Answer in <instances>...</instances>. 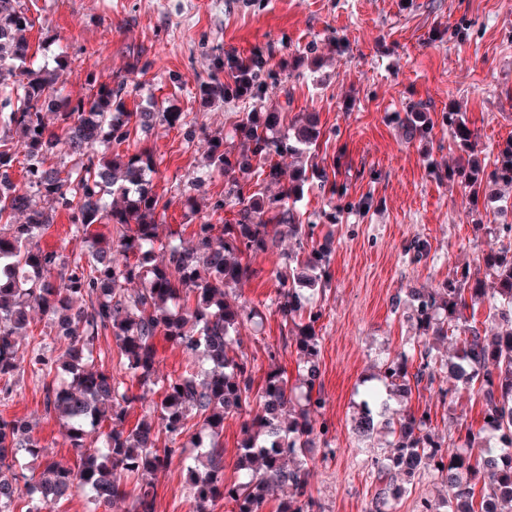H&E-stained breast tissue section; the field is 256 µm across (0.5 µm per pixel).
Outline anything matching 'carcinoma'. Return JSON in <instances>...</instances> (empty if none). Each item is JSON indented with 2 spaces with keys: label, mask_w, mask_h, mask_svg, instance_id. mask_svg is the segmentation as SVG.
<instances>
[{
  "label": "carcinoma",
  "mask_w": 512,
  "mask_h": 512,
  "mask_svg": "<svg viewBox=\"0 0 512 512\" xmlns=\"http://www.w3.org/2000/svg\"><path fill=\"white\" fill-rule=\"evenodd\" d=\"M34 25L21 0H0V380L15 374L27 352L36 375L46 377L55 367L69 375L61 385L44 383L43 404L47 415L62 420L78 463L48 457L28 420L0 415V512H11L25 496L31 501L26 512H55L80 487L101 507L130 498L131 512H155L154 490L141 479L168 467L182 437L205 432L208 442L199 447L207 448L206 463L185 465L193 512H215L220 502L229 512H264L269 492L283 486L290 492L276 512H318L305 475L311 449L332 451L329 430L317 420L324 407L317 324L336 216L328 214L326 226L305 224L295 204L314 185L347 195L338 188L339 166L325 165L314 150L318 115L288 116L277 100L272 53L261 44L245 56L212 49L208 79L197 85L204 105L250 100L261 107L239 113L229 137L187 121L188 113L164 101L129 107L134 89L125 75L103 82L88 69L86 93L64 95L58 76L73 59L61 47L51 65L31 61L26 32ZM142 57L143 50L128 49V73L148 72L152 63ZM395 120L408 141L431 131L418 104ZM187 124L190 136L206 144L204 163L170 190L184 197L192 215L194 192L216 177L224 178V191L206 199L208 213L186 242L178 231L159 235L171 199L154 190L149 175L157 170L156 153L142 137L157 126ZM442 124L452 132L449 151L457 154L445 176L469 201L493 202V186L512 190V141L491 162L463 113H443ZM122 145L126 149L117 151ZM63 150L73 161L68 169L57 162ZM18 165L27 177L22 187L13 180ZM272 185L274 194L268 193ZM226 207L230 220L222 217ZM59 210L68 213L75 236L88 235L94 224L112 225L113 235L103 244L91 239L70 255L47 251L40 240ZM487 229L500 238L498 247L436 287L412 290L419 336L379 371L389 391L406 401L412 389L436 380L431 345L451 341L462 389L481 400L482 425L462 423L457 438L441 443L428 430L427 412L405 405L388 416L387 404L369 393L353 431L363 439L383 432L393 451L388 462H374L369 512H388L406 494L405 482L422 472L447 484L448 512H503L502 503L512 505V232L507 224ZM282 238L291 243L286 251L277 249ZM260 255L272 264L282 349L265 347L270 370L256 390L257 365L241 336L262 326L265 313L227 296L254 277L253 258ZM480 307L487 310L482 323L474 314ZM33 309L51 321L54 334L28 351L20 331ZM109 335L126 379L96 367L95 344ZM158 336L181 347L188 364L162 381L161 400L129 427L128 409L146 402L157 385ZM55 345L61 349L56 358L50 355ZM292 345L299 358L293 380L276 366L280 351ZM228 418L243 419L231 482L224 481L222 441ZM485 430L496 433L498 447H475ZM24 455L41 459L42 469L26 474Z\"/></svg>",
  "instance_id": "1"
}]
</instances>
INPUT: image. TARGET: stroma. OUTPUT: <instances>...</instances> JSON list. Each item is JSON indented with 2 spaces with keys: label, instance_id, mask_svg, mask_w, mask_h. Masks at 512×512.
<instances>
[{
  "label": "stroma",
  "instance_id": "35a3bbf8",
  "mask_svg": "<svg viewBox=\"0 0 512 512\" xmlns=\"http://www.w3.org/2000/svg\"><path fill=\"white\" fill-rule=\"evenodd\" d=\"M37 22L28 33L36 62H50L55 38L67 39L76 61L59 85L82 93L84 69L101 80L119 74L124 49L144 50L151 67L130 75L137 89L130 104L150 98L193 113L210 130H231L250 103L210 107L196 98V80L206 76L204 46L248 54L268 45L274 64L313 53L320 70L306 65L286 84L290 112H315L322 135L320 155L339 160L346 199L319 189L305 192L303 215L339 212L331 262L330 289L318 324L322 418L334 453L317 456L309 479L321 512H369L374 493L372 462L387 450L383 436L364 442L351 419L385 357L417 337L404 299L412 288H431L472 262L490 240L484 206H472L459 185L438 173L453 162L451 135L442 114L464 112L488 156L512 139V0H22ZM180 74L181 84L170 80ZM426 105L434 127L426 139L405 142L393 116L415 103ZM159 165L156 189L187 178L202 161L200 143H189L181 128L160 127L147 140ZM429 251L421 262L407 252L415 239ZM257 276L242 287L247 301L267 304L260 343L245 341L264 378V345H278L280 317L271 263L257 258ZM0 414L30 420L34 434L55 460L75 464L61 421L46 416L42 381L29 365L11 379ZM414 410L428 411L430 429L440 438L456 434L458 420L480 423V401L467 392L441 398L437 389L413 393ZM185 447L170 467L153 477L156 512H191L193 494L183 472Z\"/></svg>",
  "mask_w": 512,
  "mask_h": 512
}]
</instances>
